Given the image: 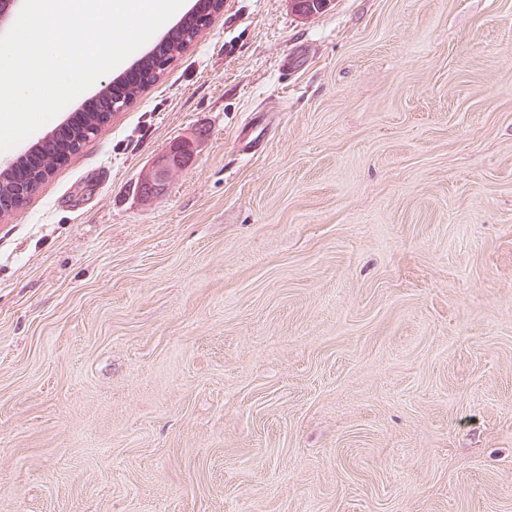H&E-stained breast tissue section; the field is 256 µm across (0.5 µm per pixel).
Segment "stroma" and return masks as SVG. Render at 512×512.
Listing matches in <instances>:
<instances>
[{
    "instance_id": "stroma-1",
    "label": "stroma",
    "mask_w": 512,
    "mask_h": 512,
    "mask_svg": "<svg viewBox=\"0 0 512 512\" xmlns=\"http://www.w3.org/2000/svg\"><path fill=\"white\" fill-rule=\"evenodd\" d=\"M0 512H512V0H224L1 217ZM164 68L156 65L152 59H145L142 62V77L138 82L126 85L123 89L122 96L124 101L130 102L140 90L147 84L157 80L158 76L162 73ZM194 153L193 143L189 140H180L174 143L169 151L160 156L145 173L143 182L152 186L150 197L162 194L168 185L171 174L183 168ZM151 193H154L152 195Z\"/></svg>"
}]
</instances>
